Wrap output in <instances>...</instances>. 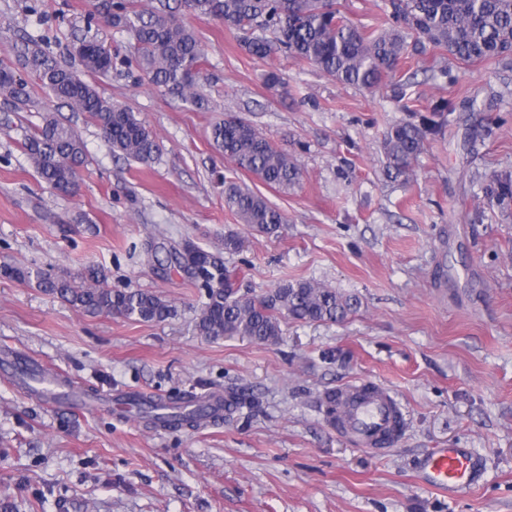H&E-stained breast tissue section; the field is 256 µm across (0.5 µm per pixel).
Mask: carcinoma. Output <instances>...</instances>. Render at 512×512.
Listing matches in <instances>:
<instances>
[{
    "label": "carcinoma",
    "mask_w": 512,
    "mask_h": 512,
    "mask_svg": "<svg viewBox=\"0 0 512 512\" xmlns=\"http://www.w3.org/2000/svg\"><path fill=\"white\" fill-rule=\"evenodd\" d=\"M197 17L216 16L224 25L247 34L246 53L259 59L280 54L308 63L336 81L367 90L400 73L403 60L431 47L464 63L512 56V0H385L388 26L369 31L348 18L337 0H184ZM112 27L129 33L137 63L151 82L192 102L202 103L198 78L205 53L195 31L160 11L134 0H112ZM79 53L84 72L106 75L112 69L110 49L83 40ZM17 62L36 83L74 112H86L99 128L113 154L151 165L160 146L152 130L135 113L101 96L96 85L57 62L34 38L17 49ZM29 83L14 67L0 63V97L23 101ZM453 111L451 102L438 100L428 113L413 111V119L390 126L383 152L392 175L405 181L415 171L426 137L437 132ZM215 147L237 169L284 193L293 190L301 172L288 153L274 146L247 120L226 115L212 125ZM24 150L39 178L55 190L71 192L85 163L83 142L70 127L53 118L24 142ZM485 193L499 201L512 198V180L492 179ZM224 208L239 223L273 235L287 222L285 214L245 185L224 181ZM169 268L199 283L206 302L197 322L200 335L211 340L243 336L255 343L275 344L283 335V320L339 322L356 300L313 281H285L256 298L236 287L235 273L224 260L190 243L167 253ZM9 279L36 278L39 286L89 314L116 313L143 322H163L174 313L172 304L153 292L115 290L106 285L105 272L86 267L77 273L45 275L26 267L0 271ZM155 427L195 428L221 417L225 409L252 408L254 402L237 394L202 395L192 391L174 396L127 394L120 398Z\"/></svg>",
    "instance_id": "cac0c4a2"
}]
</instances>
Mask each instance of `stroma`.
<instances>
[{
    "label": "stroma",
    "mask_w": 512,
    "mask_h": 512,
    "mask_svg": "<svg viewBox=\"0 0 512 512\" xmlns=\"http://www.w3.org/2000/svg\"><path fill=\"white\" fill-rule=\"evenodd\" d=\"M142 2L196 32L207 109L151 83L104 0H0V60L15 62V43L40 35L78 70L73 44L102 42L114 66L99 93L136 112L160 145L146 167L113 156L87 113L39 85L26 102L0 99V266H96L111 288L156 292L175 313L161 323L90 316L36 281L0 277V354L27 355L87 392H235L259 406L160 430L105 405H47L0 374V512H512V199L484 193L492 177L512 175V58L449 55L436 79L431 54L414 56L400 99L285 54L252 57L241 31L181 0ZM273 67L278 90L264 83ZM442 98L453 110L427 137L413 180L391 178L384 131ZM228 112L297 162L298 187L278 191L225 160L210 132ZM49 115L85 144L71 195L44 183L22 148ZM227 179L286 214L277 236L225 209ZM228 231L243 239L239 252H225ZM187 241L223 253L251 295L312 280L355 296L357 309L341 322L287 321L276 344L206 339L196 330L204 289L147 255ZM358 380L389 388L407 411L404 435L380 456L320 409L325 392ZM435 448L473 456L470 486L426 484L423 459Z\"/></svg>",
    "instance_id": "1"
}]
</instances>
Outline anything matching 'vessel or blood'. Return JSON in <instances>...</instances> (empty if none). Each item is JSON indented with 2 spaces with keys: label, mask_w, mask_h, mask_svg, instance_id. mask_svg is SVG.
Segmentation results:
<instances>
[{
  "label": "vessel or blood",
  "mask_w": 512,
  "mask_h": 512,
  "mask_svg": "<svg viewBox=\"0 0 512 512\" xmlns=\"http://www.w3.org/2000/svg\"><path fill=\"white\" fill-rule=\"evenodd\" d=\"M44 400L76 403L74 388L59 378L44 382L40 390ZM337 432L356 447L384 452L404 433L407 415L398 397L388 388L371 381H360L336 391ZM427 482L434 489H459L469 484L470 457L456 448L431 451L426 460Z\"/></svg>",
  "instance_id": "b4317fda"
}]
</instances>
